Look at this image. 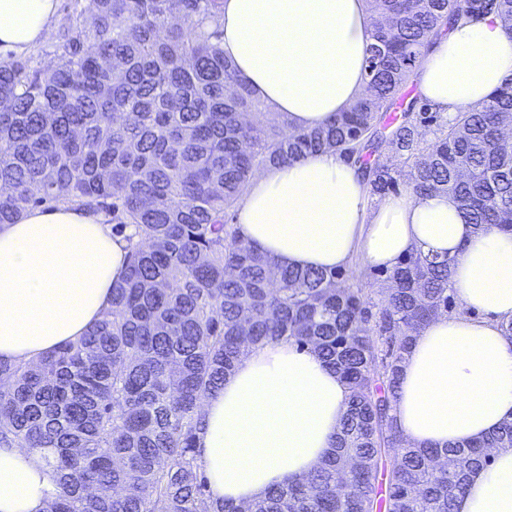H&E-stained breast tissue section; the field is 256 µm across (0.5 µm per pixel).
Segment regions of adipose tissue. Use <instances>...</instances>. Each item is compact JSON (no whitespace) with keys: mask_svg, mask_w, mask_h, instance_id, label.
<instances>
[{"mask_svg":"<svg viewBox=\"0 0 512 512\" xmlns=\"http://www.w3.org/2000/svg\"><path fill=\"white\" fill-rule=\"evenodd\" d=\"M57 0H0V49L18 54L50 34ZM224 54L293 128H315L365 93L372 28L367 0H224ZM512 76L499 17L459 21L430 47L421 99L451 115L479 109ZM241 236L284 264L339 269L360 255L393 268L412 251L452 259L458 312L433 319L401 365L393 415L416 447L477 440L512 419V234L474 232L455 201L401 192L372 201L355 163L327 151L266 167L243 189ZM126 243L103 217L73 206L28 210L0 225V362L39 360L108 309ZM349 392L309 348L250 347L203 400L200 458L213 500L249 502L307 475L330 450ZM56 487L40 452L0 448V512H45ZM454 512H512V448L473 470Z\"/></svg>","mask_w":512,"mask_h":512,"instance_id":"obj_1","label":"adipose tissue"}]
</instances>
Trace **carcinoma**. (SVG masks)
<instances>
[{
  "instance_id": "obj_1",
  "label": "carcinoma",
  "mask_w": 512,
  "mask_h": 512,
  "mask_svg": "<svg viewBox=\"0 0 512 512\" xmlns=\"http://www.w3.org/2000/svg\"><path fill=\"white\" fill-rule=\"evenodd\" d=\"M366 95L322 127L266 111L224 56L221 0H77L93 25L64 31L47 77L0 61V224L70 204L127 242L112 304L79 341L37 363H0V447L44 454L46 512H453L469 471L512 448L487 438L416 448L393 405L413 336L452 308V259L411 252L383 271L378 320L344 272L285 267L235 224L239 195L268 165L320 151L352 159L379 197L444 193L465 223L512 232V78L479 112L427 103L389 112L429 47L458 21L512 0H368ZM433 128V138L421 129ZM316 350L349 389L331 451L257 502L210 499L198 461L202 401L256 344Z\"/></svg>"
}]
</instances>
